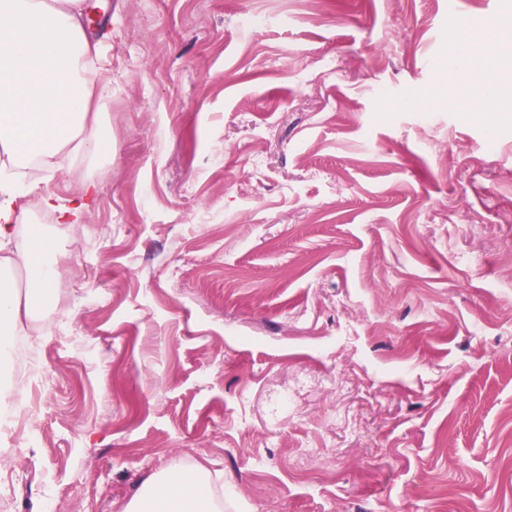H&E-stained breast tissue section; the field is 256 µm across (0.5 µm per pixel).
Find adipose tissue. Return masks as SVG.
<instances>
[{
	"instance_id": "obj_1",
	"label": "adipose tissue",
	"mask_w": 512,
	"mask_h": 512,
	"mask_svg": "<svg viewBox=\"0 0 512 512\" xmlns=\"http://www.w3.org/2000/svg\"><path fill=\"white\" fill-rule=\"evenodd\" d=\"M81 0H0V353L23 316L42 312L59 272L50 260L55 238L40 225H20L21 214L54 212L62 224L80 223L86 197L57 205L52 195L32 196L25 184L31 164L58 171L72 153L84 150L111 157L112 141L91 104L101 70L87 61L97 55L85 32ZM26 244L8 246L18 230ZM27 272L18 290L16 267ZM121 512H221L204 466H175L147 479Z\"/></svg>"
}]
</instances>
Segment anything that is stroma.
I'll return each instance as SVG.
<instances>
[{
	"mask_svg": "<svg viewBox=\"0 0 512 512\" xmlns=\"http://www.w3.org/2000/svg\"><path fill=\"white\" fill-rule=\"evenodd\" d=\"M112 158L38 170L60 271L9 512H512V0H84ZM497 9L501 28L483 26ZM496 112L487 124L483 111ZM211 473L175 466L147 479L120 512H220Z\"/></svg>",
	"mask_w": 512,
	"mask_h": 512,
	"instance_id": "35a3bbf8",
	"label": "stroma"
}]
</instances>
